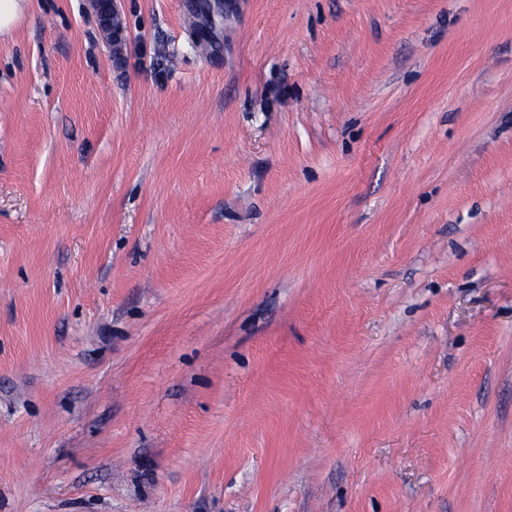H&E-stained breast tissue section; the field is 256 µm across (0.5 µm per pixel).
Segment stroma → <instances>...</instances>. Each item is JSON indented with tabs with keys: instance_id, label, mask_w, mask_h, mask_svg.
I'll use <instances>...</instances> for the list:
<instances>
[{
	"instance_id": "35a3bbf8",
	"label": "stroma",
	"mask_w": 512,
	"mask_h": 512,
	"mask_svg": "<svg viewBox=\"0 0 512 512\" xmlns=\"http://www.w3.org/2000/svg\"><path fill=\"white\" fill-rule=\"evenodd\" d=\"M116 5L0 40V512H512V0Z\"/></svg>"
}]
</instances>
